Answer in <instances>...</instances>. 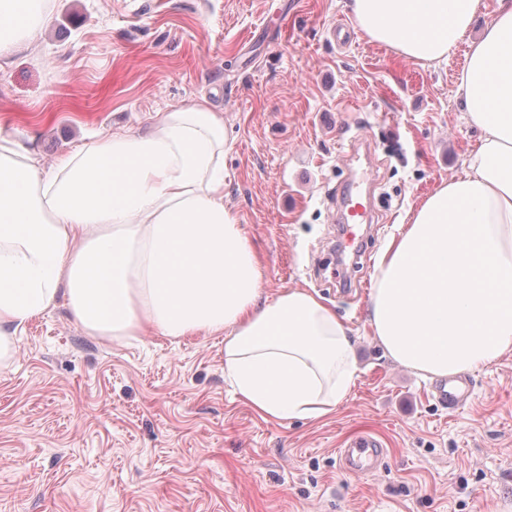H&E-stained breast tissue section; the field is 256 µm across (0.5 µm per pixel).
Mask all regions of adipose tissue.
Wrapping results in <instances>:
<instances>
[{
	"mask_svg": "<svg viewBox=\"0 0 512 512\" xmlns=\"http://www.w3.org/2000/svg\"><path fill=\"white\" fill-rule=\"evenodd\" d=\"M480 0H352L370 40L447 62ZM44 0H0V60L39 36ZM458 95L480 130L462 175L431 192L377 255L368 308L387 354L423 377L512 353V0L469 45ZM222 113H156L43 168L0 137V363L19 330L65 306L115 339L220 334L224 372L267 421L320 420L351 392V329L304 288L262 298L265 268L224 205Z\"/></svg>",
	"mask_w": 512,
	"mask_h": 512,
	"instance_id": "ef3b65f1",
	"label": "adipose tissue"
}]
</instances>
